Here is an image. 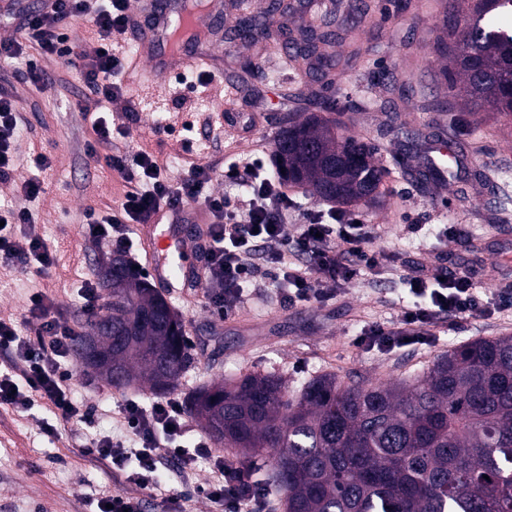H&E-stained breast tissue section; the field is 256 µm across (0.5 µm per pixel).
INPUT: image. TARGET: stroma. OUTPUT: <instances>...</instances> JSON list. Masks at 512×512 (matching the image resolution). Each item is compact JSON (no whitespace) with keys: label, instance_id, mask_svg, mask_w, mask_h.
I'll list each match as a JSON object with an SVG mask.
<instances>
[{"label":"stroma","instance_id":"obj_1","mask_svg":"<svg viewBox=\"0 0 512 512\" xmlns=\"http://www.w3.org/2000/svg\"><path fill=\"white\" fill-rule=\"evenodd\" d=\"M351 2L367 4L369 9L365 57L359 68L323 87L322 93L336 101L350 132L378 146L379 158L390 170L378 203L356 205L352 211L372 230L368 249L396 252L400 264L376 277L358 276L321 307L284 304L280 292L266 286L241 307L231 325L212 316L206 307L205 296L212 290L209 282L171 296L193 341L194 362L173 391L179 400L218 376L256 371L278 372L292 387L321 374L362 386L396 383L428 371L462 343L512 334L511 309L464 321L448 319L433 327L436 341L427 346L381 354L362 350L353 342L363 327L399 321L404 306L412 302L402 285L403 271L410 265L427 264L440 273L470 268L475 288L489 295L512 284V213L500 217L495 207L496 190L512 194V180H502L506 174L512 177V129L486 120L480 152L467 154L463 165L449 158L445 179L426 188L417 184L413 172L427 163L428 143L455 146L473 127L474 117L463 105L449 113L421 109L423 100L448 96L440 76L444 62L432 50L448 0ZM279 58V53L260 43L238 46L233 56L225 57L224 76L234 81L236 96L227 105L216 94L191 96L186 107L195 113L197 123L190 134L178 127L154 132L159 119L168 118L171 98L159 104L117 103L114 121L130 129L129 138L117 140V148L154 153L168 162L174 179L189 156L205 162L228 163L249 156L271 162L273 138L288 112L282 87L272 78ZM249 61L259 64L263 78L246 73ZM39 64L56 80L51 89H41L25 72L9 68L0 69V84L12 85L25 117L20 132L23 155L36 150L50 155L52 161L42 174L45 193L30 204L37 219L21 225L19 231L44 239L58 264L46 278L0 273V318L24 321V333H33L38 322L25 319L24 314L30 295L42 289L56 298L79 332L87 316L77 295V279L97 270L112 255L104 246L84 247V213L112 204L123 186L116 174L95 165L85 154L93 132L77 106L81 85L74 72L49 58L40 59ZM407 81L413 83L415 93L405 102L390 86ZM217 108L231 116L228 133L220 136L206 123ZM397 114L406 122L404 135L398 137L388 132ZM476 169L485 173V180L473 178ZM463 193L468 203L460 202ZM445 224L453 226L456 234L442 243L436 235ZM72 370L75 397L95 410V433L133 447L134 435L120 427V406L138 396L153 401V394L107 387L77 363ZM53 420L39 403L20 415L0 409V512H86L90 500L124 490V483L108 475L103 463L83 454V428L74 426L58 437L46 436L44 426Z\"/></svg>","mask_w":512,"mask_h":512}]
</instances>
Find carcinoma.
I'll return each instance as SVG.
<instances>
[{
  "mask_svg": "<svg viewBox=\"0 0 512 512\" xmlns=\"http://www.w3.org/2000/svg\"><path fill=\"white\" fill-rule=\"evenodd\" d=\"M224 51L261 36L291 51L307 84L356 68L363 18L344 0H306L300 33L288 11L248 0ZM512 0H459L435 50L448 58V89L463 82L471 111L512 124V28L490 16ZM346 45L333 53L336 40ZM274 136L278 177L342 205L380 197L378 147L341 130L334 102L311 92ZM108 301L76 336L86 371L116 389L170 390L193 363L183 323L163 293L119 252L99 270ZM112 321V337L98 327ZM188 411L247 479L283 494L285 512H512V335L466 342L413 382L345 385L324 374L288 396L275 372L224 376L198 389ZM272 456L265 470L257 461Z\"/></svg>",
  "mask_w": 512,
  "mask_h": 512,
  "instance_id": "1",
  "label": "carcinoma"
}]
</instances>
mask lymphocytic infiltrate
Wrapping results in <instances>:
<instances>
[{"mask_svg":"<svg viewBox=\"0 0 512 512\" xmlns=\"http://www.w3.org/2000/svg\"><path fill=\"white\" fill-rule=\"evenodd\" d=\"M128 10V0H107L93 14L86 0H47L43 9L20 17V38L0 41V60L24 62L31 82L43 87L51 84V77L37 62L38 56L46 55L74 71L86 89L80 110L89 116L94 132L86 154L125 184L115 205L103 211L87 210L86 242L130 252L135 225L150 223L163 208L189 201L201 203L211 226L210 239L202 248L204 275L219 285L218 291L209 294L208 306L222 319L234 314L244 304L249 287L263 278L282 286L289 303L321 304L361 273L375 275L391 263V256L365 251L366 234L361 226L336 210L318 212L307 223L289 228L288 214L295 201L284 183L265 170L262 159L224 166L194 163L174 180L166 165L148 152L113 150L115 137H128L130 131L113 128L101 110L125 93L126 59L117 38L128 30ZM76 20L90 24L91 38L73 35L71 25ZM24 122L12 98L0 94L1 182L10 181L16 170V133ZM50 163V157L42 153L31 157L30 174L20 185L24 205L0 208V266L5 269L45 277L55 265L47 242L21 239L14 233L17 225L34 223L35 215L27 203L45 193L40 174ZM217 176L245 185L246 196L231 199L213 194L210 186ZM292 247L308 256L306 268L292 265L288 258ZM403 284L408 295L418 297V304L405 308L396 327H369L356 337L357 346L391 352L408 343L423 345L428 341L426 327L440 321L482 317L495 308L512 309V293L500 292L494 300H486L465 269L442 278L426 267L412 266L404 274ZM27 311L39 321L31 337L21 336L16 322L0 319V408L23 413L33 399H40L55 417L45 428L51 437L57 436L62 425H94L90 408L75 401L70 386L73 327L46 292L33 293ZM120 414L136 438L135 453H127L112 437L97 434L86 435L83 452L121 471L130 489L98 498L94 512H143L142 492L158 483L156 451L160 448L180 462L176 477L184 482L181 490L169 496L167 512H185V503L196 493L205 495L218 512H269L265 492L248 486L222 456L214 454L207 437L198 436L193 448H185L181 439L187 424L179 401L169 398L146 408L130 398ZM131 455L138 462L133 470L126 467ZM201 459L211 465V480L200 486L186 483L187 473Z\"/></svg>","mask_w":512,"mask_h":512,"instance_id":"obj_1","label":"lymphocytic infiltrate"}]
</instances>
